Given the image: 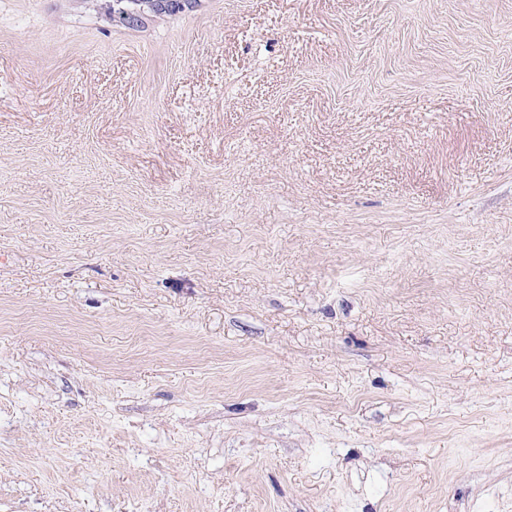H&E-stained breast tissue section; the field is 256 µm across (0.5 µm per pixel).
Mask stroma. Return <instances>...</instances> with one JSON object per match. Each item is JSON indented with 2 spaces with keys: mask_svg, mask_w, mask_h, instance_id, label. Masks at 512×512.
Returning <instances> with one entry per match:
<instances>
[{
  "mask_svg": "<svg viewBox=\"0 0 512 512\" xmlns=\"http://www.w3.org/2000/svg\"><path fill=\"white\" fill-rule=\"evenodd\" d=\"M0 512H512V0H0ZM173 3L175 0H113L112 17L128 22L130 16L161 13Z\"/></svg>",
  "mask_w": 512,
  "mask_h": 512,
  "instance_id": "1",
  "label": "stroma"
}]
</instances>
